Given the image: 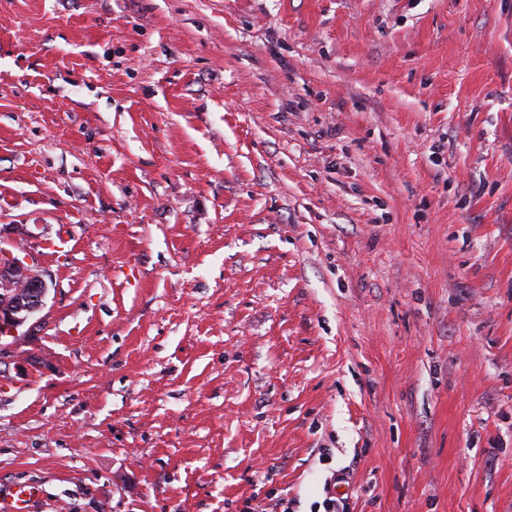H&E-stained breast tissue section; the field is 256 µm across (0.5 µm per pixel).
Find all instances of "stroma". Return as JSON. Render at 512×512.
<instances>
[{
  "instance_id": "35a3bbf8",
  "label": "stroma",
  "mask_w": 512,
  "mask_h": 512,
  "mask_svg": "<svg viewBox=\"0 0 512 512\" xmlns=\"http://www.w3.org/2000/svg\"><path fill=\"white\" fill-rule=\"evenodd\" d=\"M17 224L0 496L512 512V0H0ZM0 362L15 357L21 329L43 309L48 295L47 274L27 250L0 247ZM10 341H7L9 340Z\"/></svg>"
}]
</instances>
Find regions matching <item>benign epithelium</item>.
Wrapping results in <instances>:
<instances>
[{"label": "benign epithelium", "instance_id": "1", "mask_svg": "<svg viewBox=\"0 0 512 512\" xmlns=\"http://www.w3.org/2000/svg\"><path fill=\"white\" fill-rule=\"evenodd\" d=\"M48 291L46 273L32 253L0 249V360L14 357L22 328L43 309Z\"/></svg>", "mask_w": 512, "mask_h": 512}]
</instances>
